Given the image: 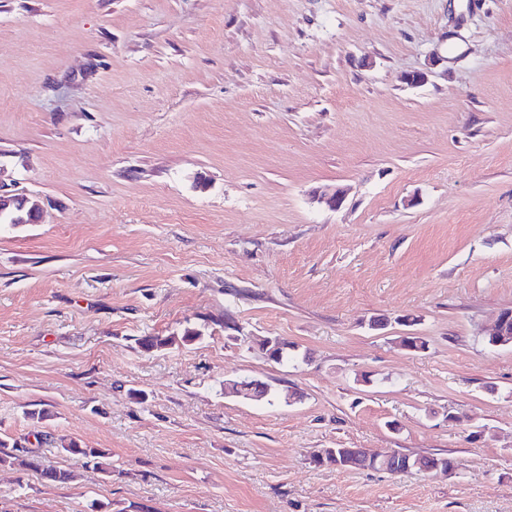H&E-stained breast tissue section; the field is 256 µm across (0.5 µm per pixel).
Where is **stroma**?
I'll return each instance as SVG.
<instances>
[{
  "label": "stroma",
  "instance_id": "obj_1",
  "mask_svg": "<svg viewBox=\"0 0 512 512\" xmlns=\"http://www.w3.org/2000/svg\"><path fill=\"white\" fill-rule=\"evenodd\" d=\"M0 178V512H512V0H0ZM17 203L22 204V209L29 204L32 210L38 209L41 211V207L36 200L30 198L26 193L9 190L8 188H6L4 183H2V180L0 178V226H2V224H9L13 221L15 215L10 211H4L11 207H15ZM12 224L29 223H26L24 219H16L12 222ZM489 336L493 338V346H512V309H504L498 314ZM201 338L202 334L199 330L187 328L181 336H143L138 339V344L143 351L152 352L175 344L189 345ZM225 394L243 396L249 400L266 397H274L267 384L252 378H239L227 380L224 383ZM62 450L70 455L81 458L85 464L93 462V466L104 473H111L108 466L100 459L106 458L107 453L100 448H82L76 441L70 439L67 444L62 445ZM367 461L373 462V467L378 464L384 468L388 469V464L392 463L393 468L396 469L394 473L396 474H409L415 469L425 470L427 472H442L448 477H455L460 473L461 465L457 460H451L448 464V460L445 458H441L444 456H439L441 458L439 460H435L433 464H431L428 468L423 465V462L420 458H413L408 454H401L396 452V450L390 452H381L377 450L367 449ZM389 470V469H388Z\"/></svg>",
  "mask_w": 512,
  "mask_h": 512
}]
</instances>
